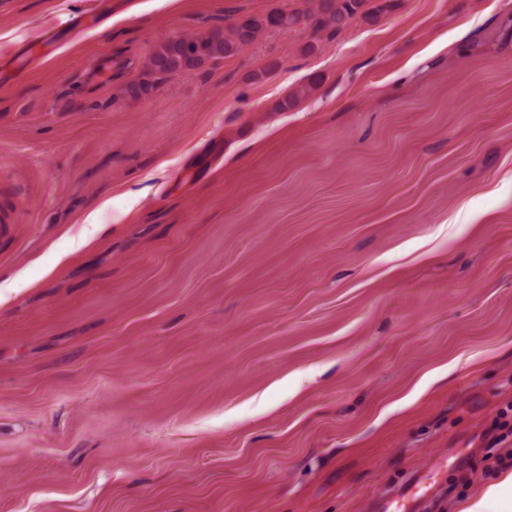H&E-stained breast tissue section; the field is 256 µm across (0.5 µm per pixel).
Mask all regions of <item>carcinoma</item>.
Segmentation results:
<instances>
[{
  "instance_id": "carcinoma-1",
  "label": "carcinoma",
  "mask_w": 512,
  "mask_h": 512,
  "mask_svg": "<svg viewBox=\"0 0 512 512\" xmlns=\"http://www.w3.org/2000/svg\"><path fill=\"white\" fill-rule=\"evenodd\" d=\"M305 7L291 12L273 10L264 16H244L210 33L192 38H173L154 48L147 59L149 76L163 79L186 69L197 68L212 59L230 57L252 43L271 27L305 25L315 31L337 33L358 13L376 16L385 6L367 7L371 0H303Z\"/></svg>"
}]
</instances>
